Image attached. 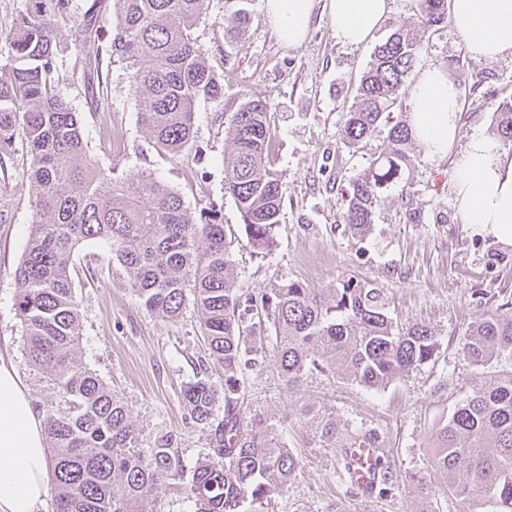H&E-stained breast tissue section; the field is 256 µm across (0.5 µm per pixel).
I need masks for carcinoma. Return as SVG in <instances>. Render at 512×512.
Masks as SVG:
<instances>
[{
  "mask_svg": "<svg viewBox=\"0 0 512 512\" xmlns=\"http://www.w3.org/2000/svg\"><path fill=\"white\" fill-rule=\"evenodd\" d=\"M70 0H32L9 40V69L0 74V145L21 132L33 156L28 245L14 276L16 308L30 361L45 370L58 401L41 407L54 487L53 512H144L170 477L184 473L177 435L146 439L125 405L95 373L78 364L80 314L70 273L77 247L103 239L126 284L149 312L171 321L192 293L207 357L184 389L185 419L207 432L209 451L185 485L195 512H270L295 477L299 459L286 447L282 421L245 403L247 375L276 364L290 385L316 370L369 389L385 388L430 360L437 349L426 324L395 325L379 288L351 280L326 294L299 281L256 297L233 275L231 243L213 204L195 215L181 195L152 175L116 178L91 157L81 121L54 92L58 43L51 16ZM243 0H224V40L234 42L249 17ZM415 24L433 32L448 18V0H416ZM209 0H92L76 19L88 46L87 67L102 56L125 65L149 144L178 158L193 146L195 107L224 96V81L196 45L194 28ZM112 7V29L99 24ZM422 50L398 29L378 44L355 90L343 130L356 145L393 112ZM497 132L512 146V96L496 107ZM233 149L224 158V190L236 201L247 243L268 253L281 211V176L269 160L267 102L248 99L229 118ZM389 151L352 175L345 220L367 232L379 193L408 166L404 119L388 132ZM274 328L265 335L264 323ZM512 350V312L486 313L471 326L465 353L482 365ZM224 371L215 381L210 363ZM322 448H351L374 435L342 433L336 418L305 406ZM433 466L448 490L485 498L512 512V376L478 388L433 436Z\"/></svg>",
  "mask_w": 512,
  "mask_h": 512,
  "instance_id": "carcinoma-1",
  "label": "carcinoma"
}]
</instances>
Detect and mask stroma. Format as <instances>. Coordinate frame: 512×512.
I'll list each match as a JSON object with an SVG mask.
<instances>
[{"label": "stroma", "mask_w": 512, "mask_h": 512, "mask_svg": "<svg viewBox=\"0 0 512 512\" xmlns=\"http://www.w3.org/2000/svg\"><path fill=\"white\" fill-rule=\"evenodd\" d=\"M90 4L71 0L69 13L53 18L60 45L56 89L78 113L90 153L103 168L116 177L154 173L196 213L221 206L224 229L234 239V275L256 294L288 280L325 294L351 278L383 291L395 324L422 323L437 334L434 357L381 391L319 374L288 386L271 362L251 374L249 400L287 417L284 439L300 461L275 512H496L491 501L448 492L446 478L432 466V435L477 388L512 375L510 351L483 365L463 352L478 316L512 308V248L464 223L453 159L429 160L417 142L408 174L381 194L371 233L354 236L344 218L350 175L367 169L389 145L385 122L359 144H347V113L375 45L398 28H413L415 0H391L386 21L357 48L336 40L320 2L302 45H284L264 0H247L249 26L228 44L220 23L224 0H210L194 38L223 77L224 97L197 104L193 149L179 159L156 152L145 139L124 65L107 63L100 77L85 75L75 19ZM421 40L418 67L443 65L459 83L464 135L496 136L494 108L512 95V55L473 57L449 22ZM249 98L269 106L270 161L282 182L276 245L263 257L247 245L239 209L224 191V157L232 149L225 126ZM31 163L21 137L0 147V352L14 363L33 405L43 406L54 390L25 353L14 277L33 221ZM72 276L82 319L79 363L108 384L144 433L174 431L182 460L193 467L208 447L206 432L185 422L183 389L203 354L193 305L175 321L147 312L100 239L79 245ZM306 404L333 412L342 432L375 434L389 483L357 495L339 449L319 447L313 428L300 421Z\"/></svg>", "instance_id": "35a3bbf8"}]
</instances>
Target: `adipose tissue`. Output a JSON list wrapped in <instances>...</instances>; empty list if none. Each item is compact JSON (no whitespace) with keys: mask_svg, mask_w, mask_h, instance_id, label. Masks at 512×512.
I'll return each mask as SVG.
<instances>
[{"mask_svg":"<svg viewBox=\"0 0 512 512\" xmlns=\"http://www.w3.org/2000/svg\"><path fill=\"white\" fill-rule=\"evenodd\" d=\"M338 41L366 43L385 21L389 0H329ZM277 36L296 46L304 40L315 0H265ZM456 31L475 57L512 52V0H451ZM458 88L439 66L423 69L410 89L411 133L434 160L467 144L455 161V192L465 223L479 234L512 246V154L499 139L463 137ZM48 492L44 423L10 359L0 356V512H39Z\"/></svg>","mask_w":512,"mask_h":512,"instance_id":"adipose-tissue-1","label":"adipose tissue"}]
</instances>
